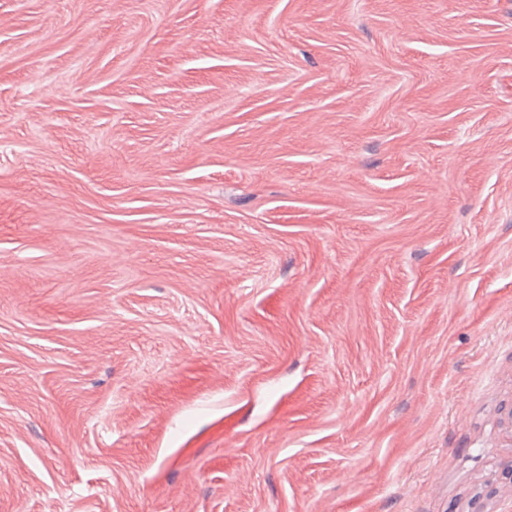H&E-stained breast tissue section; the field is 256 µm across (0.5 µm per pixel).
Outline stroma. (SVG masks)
<instances>
[{
	"mask_svg": "<svg viewBox=\"0 0 512 512\" xmlns=\"http://www.w3.org/2000/svg\"><path fill=\"white\" fill-rule=\"evenodd\" d=\"M512 0H0V512H512Z\"/></svg>",
	"mask_w": 512,
	"mask_h": 512,
	"instance_id": "stroma-1",
	"label": "stroma"
}]
</instances>
